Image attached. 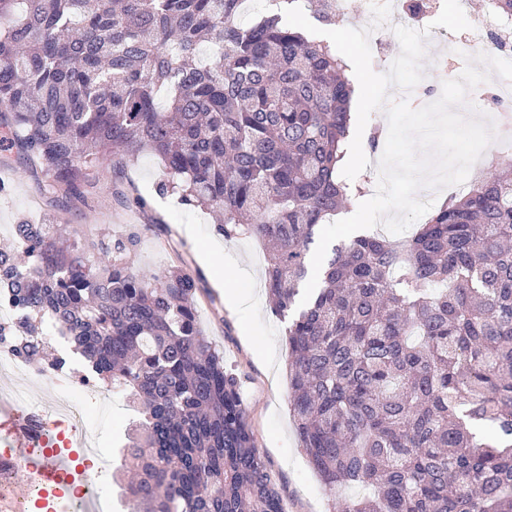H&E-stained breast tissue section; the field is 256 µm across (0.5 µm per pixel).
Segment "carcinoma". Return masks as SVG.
I'll list each match as a JSON object with an SVG mask.
<instances>
[{
  "instance_id": "1",
  "label": "carcinoma",
  "mask_w": 512,
  "mask_h": 512,
  "mask_svg": "<svg viewBox=\"0 0 512 512\" xmlns=\"http://www.w3.org/2000/svg\"><path fill=\"white\" fill-rule=\"evenodd\" d=\"M252 24L244 0H0V165L21 154L60 206L85 201L104 164L144 152L156 192L215 212L226 239L266 252L271 310L287 323L288 403L345 512H512V156L451 194L402 241L334 245L310 299L307 255L361 187L341 175L354 87L326 42ZM323 25L331 0H302ZM165 102H160V95ZM114 201H147L120 178ZM0 248V322L12 354L43 370L46 320L98 381L130 391L125 486L145 512H283L237 376L195 321L205 288L182 257L133 273L135 236L93 256L52 224H18Z\"/></svg>"
}]
</instances>
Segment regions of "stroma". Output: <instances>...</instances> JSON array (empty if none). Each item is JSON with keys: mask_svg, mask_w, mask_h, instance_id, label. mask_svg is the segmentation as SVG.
Masks as SVG:
<instances>
[{"mask_svg": "<svg viewBox=\"0 0 512 512\" xmlns=\"http://www.w3.org/2000/svg\"><path fill=\"white\" fill-rule=\"evenodd\" d=\"M164 173L160 160L149 153L131 161L126 175L149 198L150 207L117 208L112 201L113 173L104 166L97 184L85 202L61 212L22 161L0 167V247L15 240L14 227L22 222L54 224L66 217L78 241H109L137 233L138 244L127 257L132 272L158 274L174 265L175 256L186 253L192 268L211 275L224 273L223 287H209L196 301V321L204 337L224 355V366L237 374L246 408L247 422L278 491L284 512H344L347 498L359 488L340 487L328 494L310 468L295 433L288 408L285 325L273 316L264 289L265 251L256 239H224L212 216L200 209L177 204L154 193ZM192 225V237L180 235L183 225ZM233 290L248 303L247 311L232 312L224 304L225 290ZM101 389L91 384L84 399L94 419L91 430L100 439L119 444L127 415L126 395L116 391L108 405H100Z\"/></svg>", "mask_w": 512, "mask_h": 512, "instance_id": "1", "label": "stroma"}]
</instances>
